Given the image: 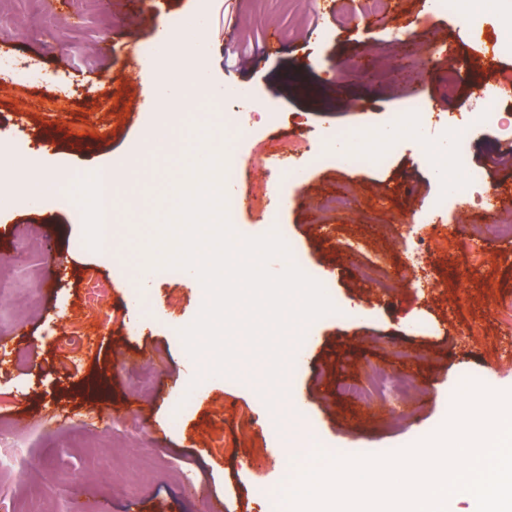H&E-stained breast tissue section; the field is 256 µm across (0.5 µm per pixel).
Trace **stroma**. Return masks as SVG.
<instances>
[{
  "mask_svg": "<svg viewBox=\"0 0 512 512\" xmlns=\"http://www.w3.org/2000/svg\"><path fill=\"white\" fill-rule=\"evenodd\" d=\"M324 0H209L212 49L209 82L188 85L190 106L163 114L170 137L148 149L144 112L158 109L154 86L138 82L126 50L155 42L171 14L191 16L198 0H164L141 11L135 0H0V57H13V78L0 84V146L21 169L56 175L39 205L24 200L0 209V260L12 265L11 288L0 298V503L7 512H280V424L300 419L319 441L323 458L382 454L434 432L453 394L477 380L512 389V359L495 308L512 302V240L489 226L497 208L512 207V165L491 168L482 198L430 212L449 193L423 145L430 124L402 138L390 169L319 162L324 131L357 134L385 126L400 102L426 99L435 118L478 111L468 83L471 65L489 49L491 25L471 28L455 14H431L427 0H402L382 25L370 26L354 0H340L336 18ZM276 31V54L263 50ZM463 57L461 82L448 89L442 47ZM227 86L255 90L246 109L223 101ZM66 96L64 112L34 111L30 97ZM246 110L259 143L243 138L232 112ZM222 135L225 152L238 153L250 176L225 185L243 206L233 229L240 237L268 234L264 212L277 213L310 269L332 277L335 317L305 329L287 375V400L269 410L255 382L263 362L241 364L245 383L223 376L202 381L183 424L169 426L173 399L200 369L179 325H190L205 292L198 278L162 279L156 230L169 205L165 182L191 138ZM307 145L285 154L277 141ZM292 171L285 194L264 193L269 159ZM124 168L120 186L132 205L116 209L113 250L73 251L90 227L67 220L85 197L89 175ZM328 196L345 208L324 207ZM289 205H282V198ZM478 222L485 263L469 272L468 239ZM448 236L449 251L428 252L424 235ZM359 241L362 252L342 246ZM386 256L405 270L389 295L361 279L367 258ZM95 271L107 296L85 308L83 281ZM145 280L143 302L131 300L127 281ZM86 331L68 340L71 321ZM377 368L412 377L407 396L359 403L340 394V382L364 380ZM304 408L292 417L291 399Z\"/></svg>",
  "mask_w": 512,
  "mask_h": 512,
  "instance_id": "stroma-1",
  "label": "stroma"
}]
</instances>
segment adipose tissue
<instances>
[{
    "mask_svg": "<svg viewBox=\"0 0 512 512\" xmlns=\"http://www.w3.org/2000/svg\"><path fill=\"white\" fill-rule=\"evenodd\" d=\"M205 14L192 16L184 31L160 30L157 34V63L148 65L142 77L154 83L165 111L174 112L185 103L187 83L204 84L209 78L211 46L206 37Z\"/></svg>",
    "mask_w": 512,
    "mask_h": 512,
    "instance_id": "obj_1",
    "label": "adipose tissue"
}]
</instances>
